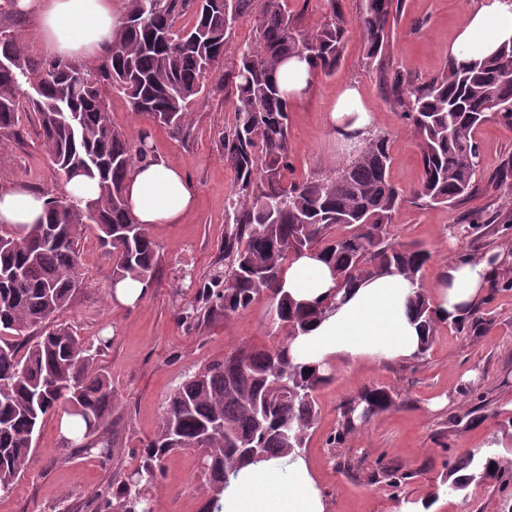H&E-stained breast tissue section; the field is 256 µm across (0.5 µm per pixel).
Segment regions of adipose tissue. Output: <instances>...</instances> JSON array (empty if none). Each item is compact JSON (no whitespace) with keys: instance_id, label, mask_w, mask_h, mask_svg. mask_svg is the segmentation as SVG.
Wrapping results in <instances>:
<instances>
[{"instance_id":"ef3b65f1","label":"adipose tissue","mask_w":512,"mask_h":512,"mask_svg":"<svg viewBox=\"0 0 512 512\" xmlns=\"http://www.w3.org/2000/svg\"><path fill=\"white\" fill-rule=\"evenodd\" d=\"M13 9L34 23L46 54L80 65L108 56L112 35L123 18V0H12ZM512 42V0H476L466 25L448 47L457 62L493 54ZM337 132L364 133L371 126L356 88H346L328 114ZM125 191L137 223L176 224L192 208L195 190L185 173L163 159L138 164ZM48 195L26 182L0 186V224L18 236L46 218ZM495 270L487 261L449 262L434 283L441 315L454 319L477 304ZM282 288L308 304L336 295L334 310L290 343L294 361L328 368L336 360L351 364L413 356L420 345L418 324L409 313L410 283L388 272L339 289L330 265L315 253L294 255ZM222 512H326L324 497L303 458L272 459L241 468L221 500Z\"/></svg>"}]
</instances>
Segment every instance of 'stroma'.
<instances>
[{
    "mask_svg": "<svg viewBox=\"0 0 512 512\" xmlns=\"http://www.w3.org/2000/svg\"><path fill=\"white\" fill-rule=\"evenodd\" d=\"M288 10L310 30L336 13L346 21L343 58L332 75L316 74L311 91L289 112V180L332 173L346 157L349 142L327 123V114L344 88L353 86L372 115L371 132L391 138L390 177L409 190L422 178L418 141L402 108L391 94L394 76L420 86L440 75L448 63V46L466 22L474 0H400L389 26L381 58L366 65L363 34L353 19L360 0H286ZM254 21L236 24L224 44V60L205 81L188 109L182 131L158 125L146 114L131 111L119 92L108 94L113 123L129 137L148 133L153 154L182 168L196 191L193 208L177 224H156L149 233L160 247L156 278L136 307L111 304L105 294L109 264L95 237L83 242L82 286L63 318L86 340L108 337L98 358L112 380L117 426L112 453L75 452L59 434L60 415L48 416L35 436V451L25 476L0 493V512H90L88 504L103 488L121 485L138 465L137 448L162 425L166 396L188 374L223 358L238 345L269 346L282 338L272 323L267 298L231 316L215 312L188 325L178 310L193 298L181 288V275L193 270L208 279L224 268L225 200L235 187V172L224 160L220 137L234 121V95L224 76L238 62L239 47L252 39ZM21 136L0 142V184L23 180L43 190L62 192L64 180L45 154L33 119L22 117ZM475 138L484 163L477 172L478 189L455 207L425 208L404 203L391 226L396 240L426 245L432 259L422 286L433 295L439 271L458 255H482L497 243L496 225L480 240L455 236L452 225L471 211L491 216L499 205L488 181L500 161L512 155V125L493 116ZM489 321L457 333L439 325L426 358H403L377 365L332 364L331 382L316 393L319 416L301 451L316 476L326 512H512V484L482 485L467 494L451 495L443 480L453 456L469 450L495 452L512 462V440L502 423L512 416V289H500L482 304ZM475 392H461L463 383ZM384 386L396 404L341 434V409L367 388ZM339 447H331L333 436ZM405 473L400 488L388 487L384 468ZM209 491L199 477L194 453L169 458L165 475L152 491L154 512H198Z\"/></svg>",
    "mask_w": 512,
    "mask_h": 512,
    "instance_id": "obj_1",
    "label": "stroma"
}]
</instances>
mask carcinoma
Segmentation results:
<instances>
[{
  "mask_svg": "<svg viewBox=\"0 0 512 512\" xmlns=\"http://www.w3.org/2000/svg\"><path fill=\"white\" fill-rule=\"evenodd\" d=\"M122 26L111 55L95 69L63 60L30 59L16 36L0 35V140L20 135V112L34 113L41 146L69 180L84 176L99 195L84 204L66 194H49L45 222L19 238L0 233V491L24 476L33 440L46 416L59 410L74 419L76 437L68 448L111 452L115 390L98 366L110 339L80 338L62 319L80 286L82 241L95 236L110 263L109 288L127 277L148 286L159 268L160 248L147 228L129 229L133 217L125 197L131 167L154 158L149 136L129 138L112 123L102 86L118 90L132 111L175 132L204 87L205 75L224 56L235 24L252 12L253 0H125ZM394 0H362L355 23L364 36L367 64L382 55ZM188 19L182 23V19ZM345 19L334 14L304 31L283 0H264L255 17V39L240 50L227 81L234 90V124L222 133L224 159L236 174L226 199L224 270L195 292L181 319L195 323L203 313L229 317L261 295L271 301L274 323L286 336L270 347L238 346L224 358L198 368L176 386L163 405L162 426L137 452L139 465L102 512H152L151 490L165 463L177 452L203 449L201 468L211 498L200 512H220L218 502L239 468L299 455L318 418L314 393L332 379L315 365L294 362L289 344L334 308L335 298L304 306L279 288L290 258L316 251L334 268L340 285L394 270L416 288L413 314L423 335L416 357L429 351L443 323L421 286L430 252L418 243L397 241L390 232L399 206L410 198L426 206H454L475 191L483 163L473 133L492 115L512 121V44L484 59L448 61L440 76L423 87L395 77L392 93L419 141L423 176L409 191L389 175L390 141L384 135L360 139L358 151L329 178L288 182V97L277 73L291 58H305L330 75L343 57ZM40 92L20 99L24 84ZM492 188L503 191L501 235L512 240V156L505 158ZM479 212L452 226L477 236ZM485 318L472 308L448 322L462 333ZM38 332L20 348L14 337ZM395 405L384 387L364 390L342 412V428L355 429V413L366 419ZM506 474L494 454L456 456L448 493L473 484L501 483Z\"/></svg>",
  "mask_w": 512,
  "mask_h": 512,
  "instance_id": "carcinoma-1",
  "label": "carcinoma"
}]
</instances>
